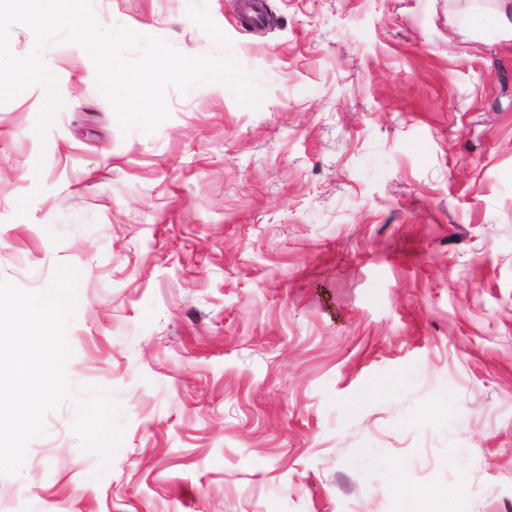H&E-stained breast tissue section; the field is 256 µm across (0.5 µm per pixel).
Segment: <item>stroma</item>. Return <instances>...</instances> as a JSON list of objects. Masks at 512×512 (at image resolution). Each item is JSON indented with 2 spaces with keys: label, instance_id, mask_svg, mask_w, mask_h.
Segmentation results:
<instances>
[{
  "label": "stroma",
  "instance_id": "1",
  "mask_svg": "<svg viewBox=\"0 0 512 512\" xmlns=\"http://www.w3.org/2000/svg\"><path fill=\"white\" fill-rule=\"evenodd\" d=\"M93 0L232 55L122 132L78 45L0 103V278L80 273L0 512H512V31L492 0Z\"/></svg>",
  "mask_w": 512,
  "mask_h": 512
}]
</instances>
